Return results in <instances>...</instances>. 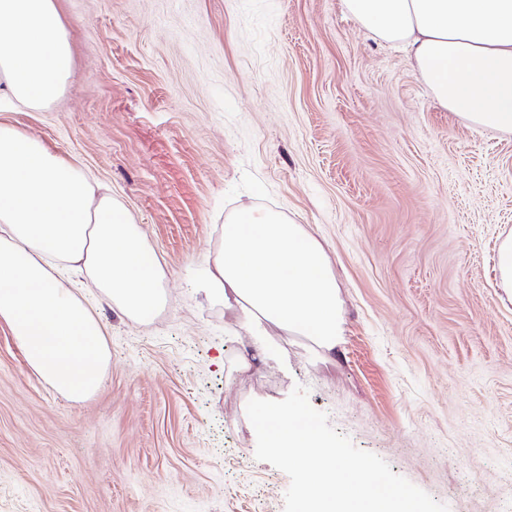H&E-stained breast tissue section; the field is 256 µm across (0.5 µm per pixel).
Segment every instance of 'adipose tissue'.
Here are the masks:
<instances>
[{"instance_id": "1", "label": "adipose tissue", "mask_w": 512, "mask_h": 512, "mask_svg": "<svg viewBox=\"0 0 512 512\" xmlns=\"http://www.w3.org/2000/svg\"><path fill=\"white\" fill-rule=\"evenodd\" d=\"M339 2L372 38L406 54L441 107L473 128L512 132V0ZM71 61L55 0H0V105H48ZM207 259L202 291L242 314L263 361L277 353L274 329L324 355L342 342L329 258L283 213L240 212ZM68 270L137 320L165 302L161 264L132 217L77 165L0 124V322L29 367L78 401L102 386L109 351L93 306L68 288Z\"/></svg>"}]
</instances>
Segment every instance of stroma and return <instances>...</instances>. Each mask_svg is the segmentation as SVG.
I'll use <instances>...</instances> for the list:
<instances>
[{
  "label": "stroma",
  "instance_id": "1",
  "mask_svg": "<svg viewBox=\"0 0 512 512\" xmlns=\"http://www.w3.org/2000/svg\"><path fill=\"white\" fill-rule=\"evenodd\" d=\"M62 95L0 120L112 195L163 267L132 320L92 298L110 362L56 392L0 323V512H284L249 400L295 387L353 444L447 506L512 512V134L443 110L402 51L339 0H56ZM272 209L327 252L344 336L325 357L246 330L195 290L238 211ZM497 268L500 275L501 288L508 296H512V235L509 234L500 243L497 253Z\"/></svg>",
  "mask_w": 512,
  "mask_h": 512
}]
</instances>
